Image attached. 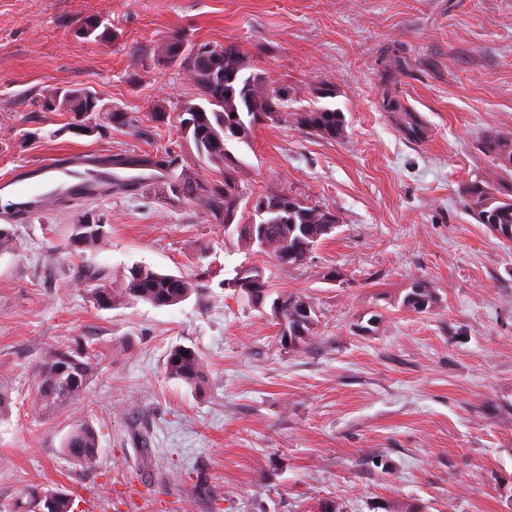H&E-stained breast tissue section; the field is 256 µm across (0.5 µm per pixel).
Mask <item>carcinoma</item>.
Wrapping results in <instances>:
<instances>
[{
    "mask_svg": "<svg viewBox=\"0 0 512 512\" xmlns=\"http://www.w3.org/2000/svg\"><path fill=\"white\" fill-rule=\"evenodd\" d=\"M77 36L96 42L113 37L104 20L90 15L79 20ZM222 55L213 58L195 52V44L176 31L167 36L164 61L177 64L194 76L202 103L187 102L181 108L190 112L191 127L186 140L193 145L197 158L215 165H223L230 157L227 142H245L255 126L265 122L276 124L283 120V102L287 91L283 87H264L263 78L245 75L246 62L237 45L220 46ZM67 98L65 112L71 115L69 126L87 134L106 136L113 126L133 127L135 118L126 112L100 110V99L85 87L52 88L35 101L43 112H50V103L58 96ZM298 128L314 132L323 138L336 139L343 135L344 117L340 112L320 108L310 112L293 113ZM486 148L498 161L499 167L512 171V136H500L486 143ZM108 161L117 165L129 163L152 169L148 178L167 189L177 199L197 207L218 224H242L238 243L246 251L279 260L288 253V265L299 266L311 250L330 234L328 225L339 223V217L329 208L305 203L286 193L258 194L251 204L252 214H240L243 192L238 179L224 170V179L207 185L198 173L187 165L183 155L176 151L160 154L127 156L116 153ZM465 194L477 210L481 223L497 229L512 241V198H498L488 187L473 183ZM108 242L105 225L85 220L71 228L69 244L81 252L97 253ZM234 280L240 283L237 295L244 297L256 309H261L271 295L263 268L256 265L236 271ZM75 281L101 307L113 308L130 301H143L154 307H171L186 301L202 289L197 279L161 273L148 265L136 264L123 278L114 281L106 270L83 264L75 270ZM431 305L436 302L426 282L415 280L403 297V305L420 312L417 301ZM272 310L279 331H288L291 350L300 351L314 335L317 313L304 296L280 292L272 301ZM97 356L87 349L56 347L49 350L37 364L33 381L41 406L54 410L70 405L82 397L98 370ZM165 370L169 378L191 387L205 379L206 362L194 349L182 345L172 347L167 354ZM63 448L73 464L90 468L98 461V437L95 430L85 424L77 425L64 439ZM71 495L59 489H47L33 496V512H72Z\"/></svg>",
    "mask_w": 512,
    "mask_h": 512,
    "instance_id": "carcinoma-1",
    "label": "carcinoma"
}]
</instances>
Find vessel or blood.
Returning a JSON list of instances; mask_svg holds the SVG:
<instances>
[{"label":"vessel or blood","instance_id":"b4317fda","mask_svg":"<svg viewBox=\"0 0 512 512\" xmlns=\"http://www.w3.org/2000/svg\"><path fill=\"white\" fill-rule=\"evenodd\" d=\"M112 188L111 166L85 152L56 153L15 169L0 183V219L16 222L40 214L51 203L72 202Z\"/></svg>","mask_w":512,"mask_h":512}]
</instances>
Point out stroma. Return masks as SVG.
<instances>
[{
    "instance_id": "obj_1",
    "label": "stroma",
    "mask_w": 512,
    "mask_h": 512,
    "mask_svg": "<svg viewBox=\"0 0 512 512\" xmlns=\"http://www.w3.org/2000/svg\"><path fill=\"white\" fill-rule=\"evenodd\" d=\"M89 15L114 39L78 37ZM174 31L238 44L250 72L287 88L285 112H342L336 141L282 122L228 144L246 191L285 192L340 222L293 267L239 249L234 229L151 185L16 224L17 251L0 255V381L12 398L0 512H24L48 487L70 493L73 512H319L324 501L512 512V242L463 192L502 177L484 143L512 133V0H0V177L63 150L179 149L200 179H219L177 130L176 107L200 96L160 60ZM71 84L137 129L78 135L64 112L31 122L35 95ZM159 105L168 116L155 122ZM88 215L109 236L96 255L68 246ZM84 263L115 279L136 264L198 274L203 289L175 307L107 309L76 286ZM251 263L273 291L315 307L301 351L281 344L270 308L222 288ZM416 279L436 295L429 312L402 305ZM79 344L98 373L81 400L43 410L33 367ZM176 345L207 361L200 388L166 375ZM82 422L98 435L91 470L62 449Z\"/></svg>"
}]
</instances>
